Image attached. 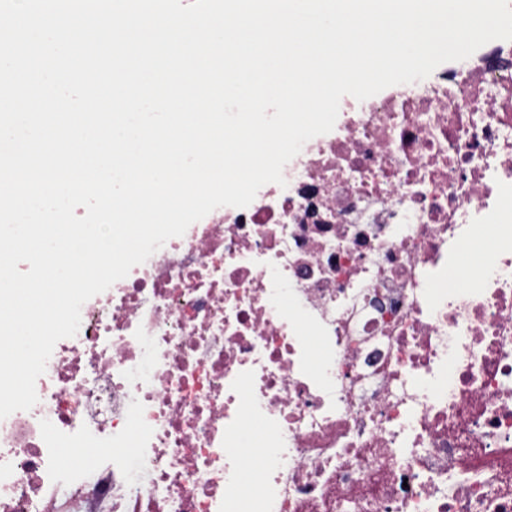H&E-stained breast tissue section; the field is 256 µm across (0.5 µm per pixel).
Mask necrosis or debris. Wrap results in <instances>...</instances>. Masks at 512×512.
I'll return each instance as SVG.
<instances>
[{"mask_svg":"<svg viewBox=\"0 0 512 512\" xmlns=\"http://www.w3.org/2000/svg\"><path fill=\"white\" fill-rule=\"evenodd\" d=\"M283 176L84 303L0 419V512H512V46L340 112ZM492 233V229L487 230L482 238L475 240L467 250L461 252L458 259L459 263L469 267L482 264L489 247V238Z\"/></svg>","mask_w":512,"mask_h":512,"instance_id":"1","label":"necrosis or debris"}]
</instances>
